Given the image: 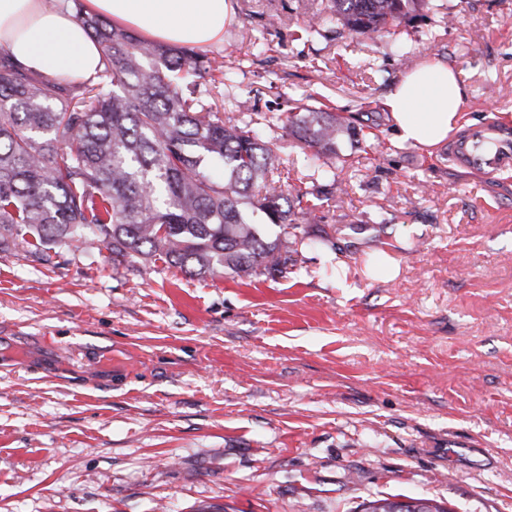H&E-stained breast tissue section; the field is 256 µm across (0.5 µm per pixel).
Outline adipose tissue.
<instances>
[{
  "instance_id": "obj_1",
  "label": "adipose tissue",
  "mask_w": 512,
  "mask_h": 512,
  "mask_svg": "<svg viewBox=\"0 0 512 512\" xmlns=\"http://www.w3.org/2000/svg\"><path fill=\"white\" fill-rule=\"evenodd\" d=\"M104 17L144 41L205 48L223 41L229 0H0V50L48 80L86 82L101 69V47L78 11ZM466 90L459 74L432 59L406 73L385 106L396 139L429 149L461 121Z\"/></svg>"
}]
</instances>
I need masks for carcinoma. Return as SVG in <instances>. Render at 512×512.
Wrapping results in <instances>:
<instances>
[{"mask_svg":"<svg viewBox=\"0 0 512 512\" xmlns=\"http://www.w3.org/2000/svg\"><path fill=\"white\" fill-rule=\"evenodd\" d=\"M436 0H326L325 21L353 37L398 34ZM101 45L97 79L76 85L19 68L0 50V245L50 263L61 246L102 245L112 259L162 262L191 276L288 275L299 248L329 232L296 223L336 187L337 143L355 141L349 118L306 107L243 123L224 118L201 85L221 64L192 49L147 43L78 13ZM276 120L323 160L319 180L288 192L258 128ZM279 229L265 236L245 218ZM364 512H451L442 501L379 498Z\"/></svg>","mask_w":512,"mask_h":512,"instance_id":"obj_1","label":"carcinoma"}]
</instances>
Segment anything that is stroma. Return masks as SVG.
Instances as JSON below:
<instances>
[{
	"instance_id": "1",
	"label": "stroma",
	"mask_w": 512,
	"mask_h": 512,
	"mask_svg": "<svg viewBox=\"0 0 512 512\" xmlns=\"http://www.w3.org/2000/svg\"><path fill=\"white\" fill-rule=\"evenodd\" d=\"M326 0H231L221 115L317 102L376 136L342 144L330 241L289 277L188 276L62 247L0 246V512H358L390 495L512 512V170L395 139L384 100L447 63L478 125L512 127V0H439L398 39L307 32ZM264 134L311 186L318 160ZM397 272L378 271L382 256Z\"/></svg>"
}]
</instances>
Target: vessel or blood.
Instances as JSON below:
<instances>
[{"instance_id":"vessel-or-blood-1","label":"vessel or blood","mask_w":512,"mask_h":512,"mask_svg":"<svg viewBox=\"0 0 512 512\" xmlns=\"http://www.w3.org/2000/svg\"><path fill=\"white\" fill-rule=\"evenodd\" d=\"M448 158L459 167L490 175L512 170V132L497 126L471 130L449 146Z\"/></svg>"}]
</instances>
